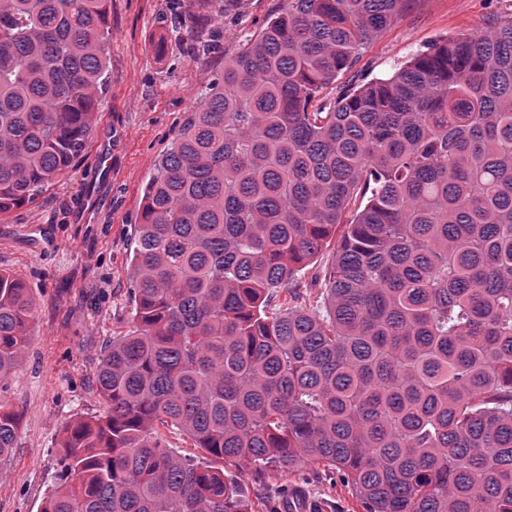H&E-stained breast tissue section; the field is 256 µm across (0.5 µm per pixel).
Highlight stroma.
I'll list each match as a JSON object with an SVG mask.
<instances>
[{"label": "stroma", "instance_id": "stroma-1", "mask_svg": "<svg viewBox=\"0 0 512 512\" xmlns=\"http://www.w3.org/2000/svg\"><path fill=\"white\" fill-rule=\"evenodd\" d=\"M282 0H109L111 81L99 97L92 136L74 166L35 201L0 219V270L36 299L21 367L0 383V406L19 413L11 456L0 462V512H41L61 476L57 444L66 424L103 414L97 382L113 336L129 330L131 238L143 190L187 113L245 38ZM512 0H411L404 15L369 42L357 64L324 87L391 76L429 45L485 28ZM248 496L285 512L290 495L312 512H362L340 475L306 468L262 481Z\"/></svg>", "mask_w": 512, "mask_h": 512}]
</instances>
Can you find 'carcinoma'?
<instances>
[{
	"mask_svg": "<svg viewBox=\"0 0 512 512\" xmlns=\"http://www.w3.org/2000/svg\"><path fill=\"white\" fill-rule=\"evenodd\" d=\"M407 2L285 0L224 60L146 184L135 325L42 512H263L239 475L305 466L363 512H512V14L312 105ZM107 14L0 0V218L84 150ZM332 242L323 314L292 285ZM34 309L0 271V381ZM18 425L0 409L1 460ZM164 439L169 448L187 456H201L203 452L198 448H193L192 440L188 438L183 432L177 429H170L163 431Z\"/></svg>",
	"mask_w": 512,
	"mask_h": 512,
	"instance_id": "1",
	"label": "carcinoma"
}]
</instances>
